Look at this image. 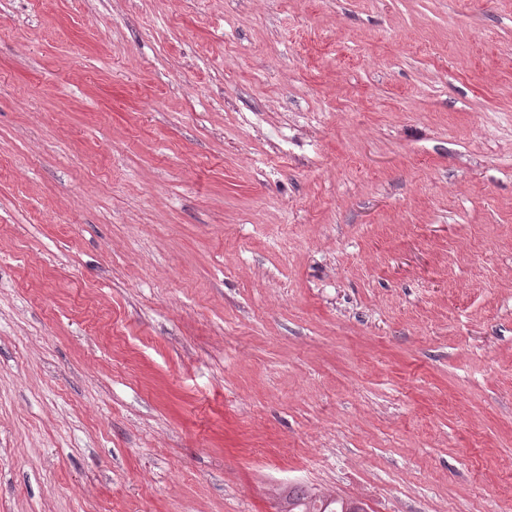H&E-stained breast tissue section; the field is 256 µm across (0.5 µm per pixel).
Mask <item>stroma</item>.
<instances>
[{"label":"stroma","instance_id":"obj_1","mask_svg":"<svg viewBox=\"0 0 512 512\" xmlns=\"http://www.w3.org/2000/svg\"><path fill=\"white\" fill-rule=\"evenodd\" d=\"M512 512V0H0V512ZM281 512H366L362 504L326 497L300 486L288 485L276 490ZM319 503V506L317 505Z\"/></svg>","mask_w":512,"mask_h":512}]
</instances>
